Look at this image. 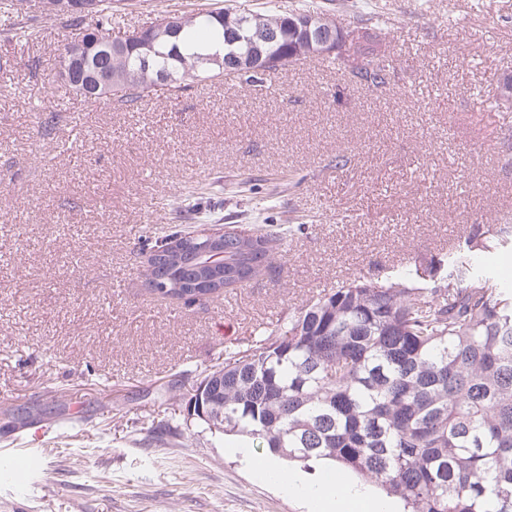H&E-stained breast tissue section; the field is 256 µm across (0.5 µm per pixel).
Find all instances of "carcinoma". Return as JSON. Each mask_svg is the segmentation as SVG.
<instances>
[{
  "instance_id": "carcinoma-1",
  "label": "carcinoma",
  "mask_w": 512,
  "mask_h": 512,
  "mask_svg": "<svg viewBox=\"0 0 512 512\" xmlns=\"http://www.w3.org/2000/svg\"><path fill=\"white\" fill-rule=\"evenodd\" d=\"M23 0H0V20L16 42L40 38L44 17L62 21L58 59L80 44L121 40L112 34L122 0L62 14L61 0H41L23 12ZM247 22L230 34L224 19ZM179 29L133 47L95 76L96 54L56 71L63 96L115 100L135 107L165 89L179 95L227 77L272 87L277 75L258 65L282 56L287 63L321 57L310 30L331 24L348 34L325 9L284 7L267 0L262 11L222 7L181 13ZM279 26L276 42L259 44L257 29ZM357 56L351 74L383 86L398 59L382 49L380 28L359 17ZM293 226L254 235L224 231V263L215 273L201 265L182 231L164 267L147 257L145 276L164 297L195 301L188 282L215 279L213 296L238 288L272 267L274 251ZM512 245L508 231L472 233L448 251L446 275L401 270L384 280H355L300 308L288 322L224 360L220 388L205 384L195 402L217 417L224 433L260 442L290 462L325 460L376 483L402 501L404 512H512V287L480 257Z\"/></svg>"
}]
</instances>
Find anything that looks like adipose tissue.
I'll use <instances>...</instances> for the list:
<instances>
[{
	"label": "adipose tissue",
	"instance_id": "adipose-tissue-1",
	"mask_svg": "<svg viewBox=\"0 0 512 512\" xmlns=\"http://www.w3.org/2000/svg\"><path fill=\"white\" fill-rule=\"evenodd\" d=\"M261 481L278 485L289 494H299L316 512H395L391 502L370 499L368 491L344 474L328 472L320 480H308L287 468L280 459L261 462L255 471Z\"/></svg>",
	"mask_w": 512,
	"mask_h": 512
}]
</instances>
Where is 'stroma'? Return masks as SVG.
<instances>
[{
    "instance_id": "1",
    "label": "stroma",
    "mask_w": 512,
    "mask_h": 512,
    "mask_svg": "<svg viewBox=\"0 0 512 512\" xmlns=\"http://www.w3.org/2000/svg\"><path fill=\"white\" fill-rule=\"evenodd\" d=\"M368 2L399 59L388 85L314 59L271 94L227 79L135 108L53 92L54 20L25 51L0 30V512H306L191 420L197 384L341 283L512 228V108L495 103L512 0ZM265 3L131 0L120 26ZM196 192L185 231L257 230L266 200L303 228L264 275L188 305L151 292L143 262L174 224L163 202Z\"/></svg>"
}]
</instances>
